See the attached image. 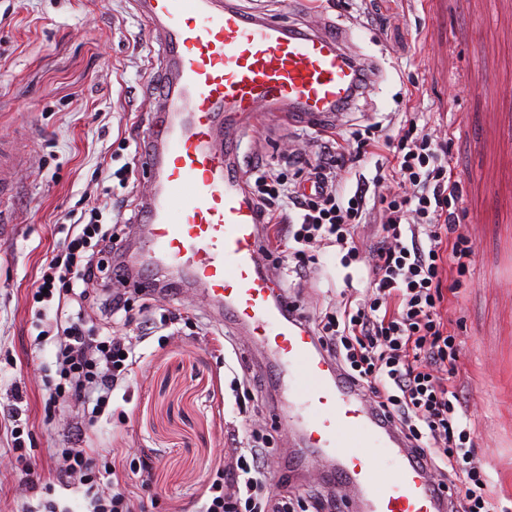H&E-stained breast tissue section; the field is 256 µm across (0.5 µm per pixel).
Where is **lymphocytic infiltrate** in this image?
<instances>
[{
  "label": "lymphocytic infiltrate",
  "mask_w": 512,
  "mask_h": 512,
  "mask_svg": "<svg viewBox=\"0 0 512 512\" xmlns=\"http://www.w3.org/2000/svg\"><path fill=\"white\" fill-rule=\"evenodd\" d=\"M403 114L395 137L377 123L362 132H318L310 156L301 159L314 193L297 190L285 170L262 164L250 191L266 234L287 247L296 276L308 270L313 249L325 246L336 248L343 267L364 264V288L340 292L328 311L312 319L319 343L416 449L419 464L447 498L448 512H499L498 494L475 453L468 376L443 292L445 281L468 273L477 258L457 222L463 204L458 160L420 126L417 112L407 108ZM385 151L393 154L391 167L345 191V172ZM373 186L381 190L380 207L375 237L368 240L359 230ZM113 207L107 196L89 214H70L63 244L41 265L32 294L38 319L47 325L39 337L56 348L58 378L44 384V409L63 400L80 412L67 447L53 449L48 473L31 461L21 392L0 404L19 481L45 495L39 508L26 512H56L47 496L58 488L84 490L92 512H148L130 483L149 486L159 457L139 456L128 468L113 461L111 449L91 445L94 422L137 362L129 337L102 340L86 329L92 313L106 323L132 320L124 284L133 273L108 222ZM106 475L111 483H103ZM275 482L287 484L288 476L268 441L234 445L196 512H299L306 502L314 512H338L328 490L258 496L260 487Z\"/></svg>",
  "instance_id": "lymphocytic-infiltrate-1"
}]
</instances>
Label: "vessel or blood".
<instances>
[{"label":"vessel or blood","mask_w":512,"mask_h":512,"mask_svg":"<svg viewBox=\"0 0 512 512\" xmlns=\"http://www.w3.org/2000/svg\"><path fill=\"white\" fill-rule=\"evenodd\" d=\"M161 33L157 120L142 157V252L131 264L181 273L268 359L274 404L302 447L335 470L363 512H445L409 448L348 387L260 261L258 210L236 143L258 116L320 129L367 74L340 38L245 14L238 0H136Z\"/></svg>","instance_id":"1"}]
</instances>
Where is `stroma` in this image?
Here are the masks:
<instances>
[{
	"label": "stroma",
	"instance_id": "stroma-1",
	"mask_svg": "<svg viewBox=\"0 0 512 512\" xmlns=\"http://www.w3.org/2000/svg\"><path fill=\"white\" fill-rule=\"evenodd\" d=\"M248 11L305 28L339 31L345 48L375 71L365 97L343 116L341 129L382 123L397 135L413 102L447 118L433 132L460 160L464 208L459 221L478 258L447 296L468 370L478 458L512 512V0H412L397 10L377 0L382 20L367 21L364 0H240ZM160 40L135 0H0V140L21 155L13 190L0 199V403L22 386L35 425L33 461L50 466L48 449L66 445L76 418L69 402L44 416V380L54 377L51 347L33 345L31 290L39 268L64 236L58 226L91 208L112 174L131 164V186L145 192L148 174L134 165L125 139L138 123L156 120L153 76ZM304 126L259 118L240 146L246 163L277 162L310 150ZM260 260L281 274L305 315L325 310L345 274L334 249L316 253L305 277L287 273L283 254ZM177 301L191 320L171 337L136 343L142 358L109 413L94 426L95 445L160 457L148 491L150 512H192L206 499L224 459L226 423L239 422L225 361L252 365L260 351L226 326L192 288ZM16 366H8V357ZM272 391L249 404L259 433L288 458L292 428L275 415ZM0 512L29 502L15 462L2 452Z\"/></svg>",
	"mask_w": 512,
	"mask_h": 512
}]
</instances>
